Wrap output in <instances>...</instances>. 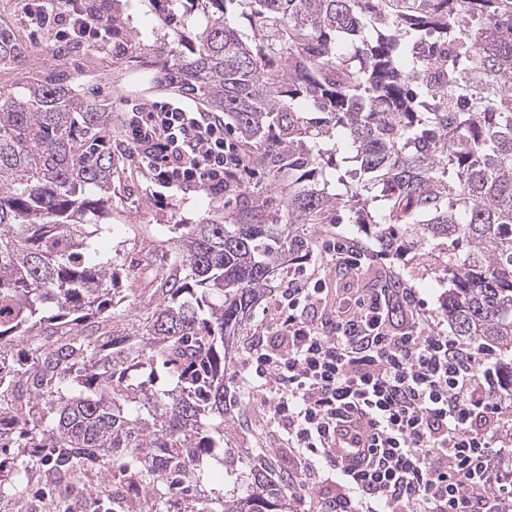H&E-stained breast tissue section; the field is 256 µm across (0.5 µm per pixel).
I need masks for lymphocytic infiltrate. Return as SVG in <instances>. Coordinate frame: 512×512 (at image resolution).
Here are the masks:
<instances>
[{
  "instance_id": "lymphocytic-infiltrate-1",
  "label": "lymphocytic infiltrate",
  "mask_w": 512,
  "mask_h": 512,
  "mask_svg": "<svg viewBox=\"0 0 512 512\" xmlns=\"http://www.w3.org/2000/svg\"><path fill=\"white\" fill-rule=\"evenodd\" d=\"M38 8L64 36L99 32L78 0ZM126 131L165 188L218 197L225 176L245 168L223 121L186 104L128 113ZM323 293L314 278L290 280L275 331L253 341L239 371L300 465L293 512H306L311 479L330 474L328 512H512L500 485L512 467V415L494 391L492 350L439 330L416 289L353 294L332 318L320 314Z\"/></svg>"
}]
</instances>
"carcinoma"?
<instances>
[{"mask_svg":"<svg viewBox=\"0 0 512 512\" xmlns=\"http://www.w3.org/2000/svg\"><path fill=\"white\" fill-rule=\"evenodd\" d=\"M119 0H91L129 53ZM164 34L155 81L204 101L247 163L288 172L282 208L246 198L231 222L206 215L147 276L148 313L112 321V258L89 215L112 205L126 146L112 111L0 25V512H72L91 473L112 512H290L283 475L249 468L241 493L202 489L224 454L226 343L304 262L297 224H405L448 241L453 335L512 351V0H151ZM162 366L172 388L142 373Z\"/></svg>","mask_w":512,"mask_h":512,"instance_id":"carcinoma-1","label":"carcinoma"}]
</instances>
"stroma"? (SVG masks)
I'll return each instance as SVG.
<instances>
[{
  "label": "stroma",
  "mask_w": 512,
  "mask_h": 512,
  "mask_svg": "<svg viewBox=\"0 0 512 512\" xmlns=\"http://www.w3.org/2000/svg\"><path fill=\"white\" fill-rule=\"evenodd\" d=\"M119 12L139 33L144 53L116 56L111 40H90L85 54L71 59L69 67L75 87L85 97L110 103L114 115L112 136L125 140L124 119L132 108L160 100H179L177 91L155 87L152 82L151 48L156 38V13L151 0H120ZM120 180L116 184L117 196L108 213L101 215L103 233L94 237L99 250L111 253L116 265L117 282L124 288L125 298L115 308L118 316L145 312L148 295L145 283L133 280L136 264L157 266L166 260L169 238L178 236V227L191 224L216 208L221 214H230L247 196L266 198L270 205H278L287 176L271 177L259 170L243 177L241 187L230 188L223 196L215 197L202 188L183 191L168 189L154 183L150 173L139 162L128 161L119 167ZM351 239L370 251L369 260L363 261L359 271L345 275L327 267L321 257L318 240L325 230ZM299 230L311 239L313 246L309 259L301 266V273L317 274L325 280V294L329 308H336L340 299L353 292H367L380 275L401 279L407 287L416 289L429 314L433 315L441 330H448L445 304L448 281L443 273L442 257L447 250L443 240H431L422 245L399 238V253L382 255L372 233L363 225L343 222L325 227L322 224H303ZM289 273L276 271L273 293L262 297L251 310L244 335L235 339L230 359L224 371V383L230 395L235 396L230 411L224 417V445L248 460L252 455L266 453L275 471L288 468V450L272 433L269 415L260 403L239 399L241 390L237 372L245 357V348L251 337L266 334L274 326L276 315L275 292L283 288Z\"/></svg>",
  "instance_id": "obj_1"
}]
</instances>
